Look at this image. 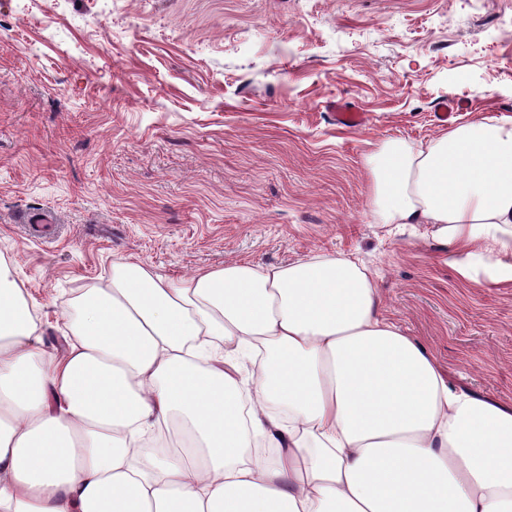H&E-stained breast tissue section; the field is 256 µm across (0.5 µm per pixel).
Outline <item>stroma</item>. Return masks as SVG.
Here are the masks:
<instances>
[{"label": "stroma", "mask_w": 512, "mask_h": 512, "mask_svg": "<svg viewBox=\"0 0 512 512\" xmlns=\"http://www.w3.org/2000/svg\"><path fill=\"white\" fill-rule=\"evenodd\" d=\"M449 97L512 120V0H0V262L43 350L117 260L177 280L344 253L451 383L512 406V286L370 216L366 155L427 145Z\"/></svg>", "instance_id": "35a3bbf8"}]
</instances>
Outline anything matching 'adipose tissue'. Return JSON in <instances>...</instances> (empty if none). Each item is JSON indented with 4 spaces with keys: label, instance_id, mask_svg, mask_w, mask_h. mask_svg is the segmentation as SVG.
<instances>
[{
    "label": "adipose tissue",
    "instance_id": "obj_1",
    "mask_svg": "<svg viewBox=\"0 0 512 512\" xmlns=\"http://www.w3.org/2000/svg\"><path fill=\"white\" fill-rule=\"evenodd\" d=\"M366 167L375 223L432 225L459 272L512 285V121L390 138ZM381 308L341 253L175 282L125 259L46 357L0 264V512H512V407Z\"/></svg>",
    "mask_w": 512,
    "mask_h": 512
}]
</instances>
